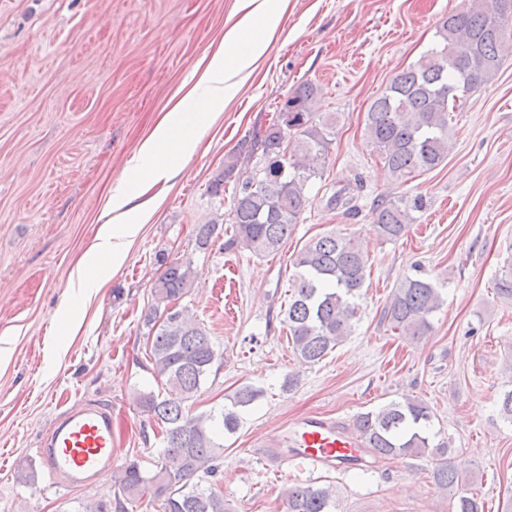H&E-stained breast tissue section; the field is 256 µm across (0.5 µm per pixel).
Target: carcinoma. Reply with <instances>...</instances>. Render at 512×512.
I'll list each match as a JSON object with an SVG mask.
<instances>
[{"instance_id":"obj_1","label":"carcinoma","mask_w":512,"mask_h":512,"mask_svg":"<svg viewBox=\"0 0 512 512\" xmlns=\"http://www.w3.org/2000/svg\"><path fill=\"white\" fill-rule=\"evenodd\" d=\"M437 29L438 42L417 63L393 77L370 104L364 135L394 181L403 185L419 172L440 166L448 157L450 113L463 106L470 91L494 79L499 47L512 33V0H466ZM319 88L301 83L278 109L267 127L243 138L224 166L211 178L208 192L224 196L233 183L228 221L232 232L222 249L248 250L256 256L277 252L288 241L305 211L307 183L321 176V160L332 144L336 116L314 117L309 104ZM260 155L258 169L243 172L239 162ZM425 208L423 197L402 195L372 208L373 228L384 241H398ZM219 223L196 228V246L209 250L219 238ZM151 289L144 314L151 374L160 392L138 389L133 400L161 430L165 463L151 473L130 460L113 472L118 494L81 512H127L149 498L161 512H226L224 495L210 478L224 458V434L235 433L240 412L255 404L264 390L242 386L230 396L231 407L190 412L188 402L211 374L223 365L205 328L180 304L193 288L198 271L189 261L164 262ZM289 282L283 326L295 355L316 364L352 332L360 290L369 268V254L353 237L327 233L298 251ZM442 285L423 277H407L393 290L384 310L390 329L421 340L432 331ZM495 294L512 301V265L494 282ZM434 412L417 396H404L359 414L354 429L377 458L416 456L430 447ZM436 483L453 492L452 512H485L477 494L462 488L456 471L443 461ZM286 512H335L329 486H294L285 498Z\"/></svg>"}]
</instances>
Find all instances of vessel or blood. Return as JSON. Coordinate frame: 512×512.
Segmentation results:
<instances>
[{
    "label": "vessel or blood",
    "mask_w": 512,
    "mask_h": 512,
    "mask_svg": "<svg viewBox=\"0 0 512 512\" xmlns=\"http://www.w3.org/2000/svg\"><path fill=\"white\" fill-rule=\"evenodd\" d=\"M288 451H269L277 470L302 460L314 466L344 468L360 459L363 441L343 424L323 417L293 421L285 434ZM40 458L51 485L82 487L111 471L112 411L86 400L77 401L47 431Z\"/></svg>",
    "instance_id": "1"
}]
</instances>
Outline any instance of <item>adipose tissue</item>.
<instances>
[{"label": "adipose tissue", "instance_id": "1", "mask_svg": "<svg viewBox=\"0 0 512 512\" xmlns=\"http://www.w3.org/2000/svg\"><path fill=\"white\" fill-rule=\"evenodd\" d=\"M285 3L238 0L240 19L225 33L194 85L140 143L129 161L131 181L113 188L99 217L98 241L70 283L75 299L90 297L102 276L123 265L153 213L146 192L179 174L182 162L194 153L202 128L224 100L235 95L241 80L266 52L280 26Z\"/></svg>", "mask_w": 512, "mask_h": 512}]
</instances>
